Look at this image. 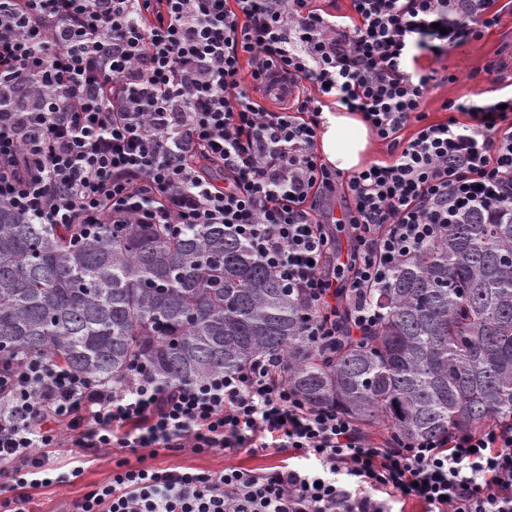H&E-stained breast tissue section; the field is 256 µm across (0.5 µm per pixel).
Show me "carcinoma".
<instances>
[{
  "mask_svg": "<svg viewBox=\"0 0 512 512\" xmlns=\"http://www.w3.org/2000/svg\"><path fill=\"white\" fill-rule=\"evenodd\" d=\"M367 336L327 352L300 303L222 224H31L0 204V363L42 356L93 382L141 358L164 387L283 356L288 384L391 438L512 427V208L454 224L374 292Z\"/></svg>",
  "mask_w": 512,
  "mask_h": 512,
  "instance_id": "cac0c4a2",
  "label": "carcinoma"
}]
</instances>
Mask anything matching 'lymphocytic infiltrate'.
I'll return each instance as SVG.
<instances>
[{
  "label": "lymphocytic infiltrate",
  "instance_id": "obj_1",
  "mask_svg": "<svg viewBox=\"0 0 512 512\" xmlns=\"http://www.w3.org/2000/svg\"><path fill=\"white\" fill-rule=\"evenodd\" d=\"M0 0V202L33 224H220L303 304L314 347L379 322L392 270L472 213L512 207V97L422 101L433 60L493 27L496 0ZM250 74H243V67ZM264 83L280 98L252 95ZM361 113L389 160L345 176L316 152L325 98ZM467 113L461 124L457 113ZM342 194L351 245L317 214ZM104 448L291 449L257 472L135 467L68 512H512V428L375 443L307 403L276 355L173 388L133 361L116 383L26 356L0 367V512H31L62 441Z\"/></svg>",
  "mask_w": 512,
  "mask_h": 512
}]
</instances>
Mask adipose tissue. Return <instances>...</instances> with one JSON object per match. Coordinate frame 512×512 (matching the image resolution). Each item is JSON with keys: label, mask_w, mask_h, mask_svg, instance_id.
<instances>
[{"label": "adipose tissue", "mask_w": 512, "mask_h": 512, "mask_svg": "<svg viewBox=\"0 0 512 512\" xmlns=\"http://www.w3.org/2000/svg\"><path fill=\"white\" fill-rule=\"evenodd\" d=\"M371 138L372 132L359 114L341 107L324 108L318 148L336 170L350 173L364 167Z\"/></svg>", "instance_id": "1"}]
</instances>
